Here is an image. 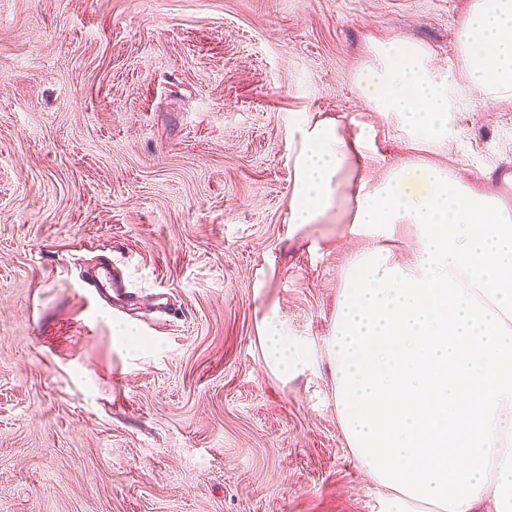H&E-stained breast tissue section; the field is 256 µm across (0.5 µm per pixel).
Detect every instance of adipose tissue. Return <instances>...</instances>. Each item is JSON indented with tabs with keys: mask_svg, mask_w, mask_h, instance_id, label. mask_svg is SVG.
<instances>
[{
	"mask_svg": "<svg viewBox=\"0 0 512 512\" xmlns=\"http://www.w3.org/2000/svg\"><path fill=\"white\" fill-rule=\"evenodd\" d=\"M458 43L466 85L512 99V0H472ZM370 111L411 147L448 142L457 101L425 47L378 41L356 76ZM377 130L294 116L289 223L346 205L360 245L347 262L329 343L336 414L351 455L387 490V512H512V208L418 162L361 175ZM418 231L412 257L390 248Z\"/></svg>",
	"mask_w": 512,
	"mask_h": 512,
	"instance_id": "adipose-tissue-1",
	"label": "adipose tissue"
}]
</instances>
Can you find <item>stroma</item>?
I'll list each match as a JSON object with an SVG mask.
<instances>
[{
    "mask_svg": "<svg viewBox=\"0 0 512 512\" xmlns=\"http://www.w3.org/2000/svg\"><path fill=\"white\" fill-rule=\"evenodd\" d=\"M471 2L0 0V512H384L327 353L354 243L341 208L289 224L290 120L512 204V99L460 87L416 154L354 82L390 37L456 76ZM269 317L306 365L269 363Z\"/></svg>",
    "mask_w": 512,
    "mask_h": 512,
    "instance_id": "1",
    "label": "stroma"
}]
</instances>
